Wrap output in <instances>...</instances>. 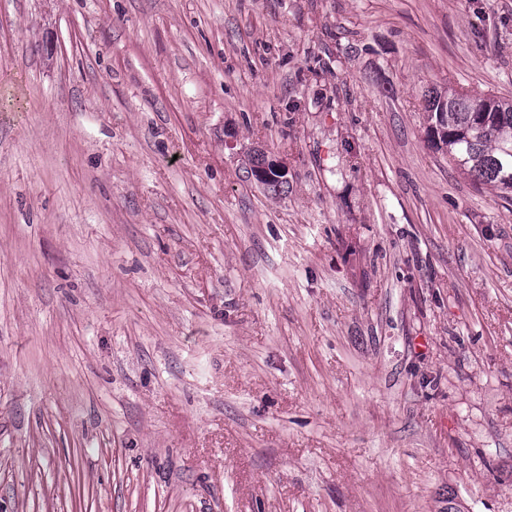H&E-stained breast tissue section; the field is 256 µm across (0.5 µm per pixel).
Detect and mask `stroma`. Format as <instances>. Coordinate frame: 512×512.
Instances as JSON below:
<instances>
[{"label":"stroma","mask_w":512,"mask_h":512,"mask_svg":"<svg viewBox=\"0 0 512 512\" xmlns=\"http://www.w3.org/2000/svg\"><path fill=\"white\" fill-rule=\"evenodd\" d=\"M451 87L512 98V0H0V512H512ZM251 174L259 181L267 184L280 185L288 181L287 167L268 155L266 151L255 149L251 155Z\"/></svg>","instance_id":"35a3bbf8"}]
</instances>
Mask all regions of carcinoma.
<instances>
[{"mask_svg":"<svg viewBox=\"0 0 512 512\" xmlns=\"http://www.w3.org/2000/svg\"><path fill=\"white\" fill-rule=\"evenodd\" d=\"M429 137L478 184L512 193V100L465 91L425 98Z\"/></svg>","mask_w":512,"mask_h":512,"instance_id":"obj_1","label":"carcinoma"}]
</instances>
